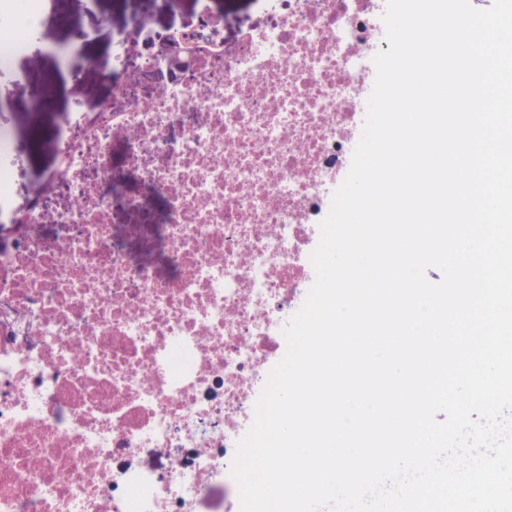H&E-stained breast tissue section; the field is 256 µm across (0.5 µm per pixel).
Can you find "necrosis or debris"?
Masks as SVG:
<instances>
[{"mask_svg": "<svg viewBox=\"0 0 512 512\" xmlns=\"http://www.w3.org/2000/svg\"><path fill=\"white\" fill-rule=\"evenodd\" d=\"M292 2L147 109L117 48L111 93L70 113L0 248V512H195L234 492L250 393L302 300L377 48L376 0ZM39 13L0 0L1 66ZM61 193L81 207H49ZM143 448L168 449L165 481L128 465Z\"/></svg>", "mask_w": 512, "mask_h": 512, "instance_id": "4bbe7bcc", "label": "necrosis or debris"}]
</instances>
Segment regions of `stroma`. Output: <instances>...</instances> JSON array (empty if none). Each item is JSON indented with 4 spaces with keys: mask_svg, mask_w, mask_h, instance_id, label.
<instances>
[{
    "mask_svg": "<svg viewBox=\"0 0 512 512\" xmlns=\"http://www.w3.org/2000/svg\"><path fill=\"white\" fill-rule=\"evenodd\" d=\"M198 8V0H41V31L53 52L35 67L20 52L0 68V132L24 147L11 204L0 207V229L10 228L17 211L55 167V136L70 111L90 108L101 96L102 67L137 16L150 10L156 29L166 31L180 28ZM211 8L224 16V42L230 47L242 31L274 20L261 0H211ZM47 86L56 90L54 103L38 122H30L36 93Z\"/></svg>",
    "mask_w": 512,
    "mask_h": 512,
    "instance_id": "stroma-1",
    "label": "stroma"
}]
</instances>
